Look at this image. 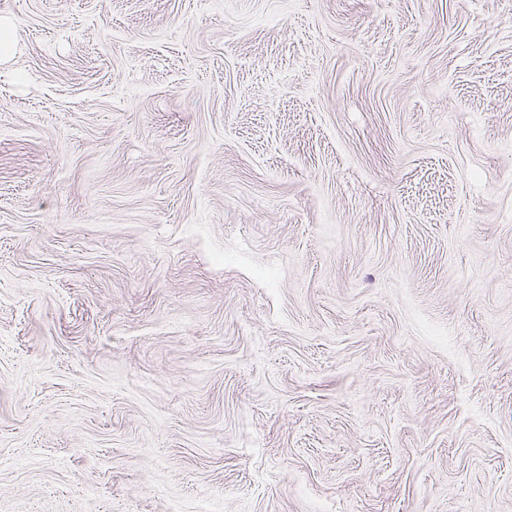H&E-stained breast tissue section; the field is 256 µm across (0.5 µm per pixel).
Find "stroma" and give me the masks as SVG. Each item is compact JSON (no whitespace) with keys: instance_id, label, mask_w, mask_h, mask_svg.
Here are the masks:
<instances>
[{"instance_id":"1","label":"stroma","mask_w":512,"mask_h":512,"mask_svg":"<svg viewBox=\"0 0 512 512\" xmlns=\"http://www.w3.org/2000/svg\"><path fill=\"white\" fill-rule=\"evenodd\" d=\"M0 512H512V0H0Z\"/></svg>"}]
</instances>
